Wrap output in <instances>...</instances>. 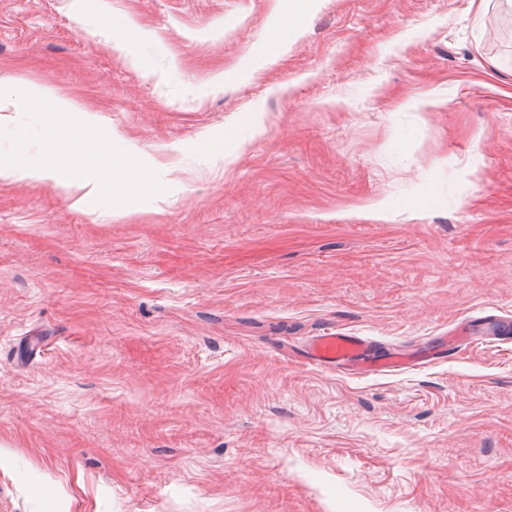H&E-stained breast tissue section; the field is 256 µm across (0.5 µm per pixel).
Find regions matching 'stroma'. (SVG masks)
<instances>
[{
	"label": "stroma",
	"instance_id": "stroma-1",
	"mask_svg": "<svg viewBox=\"0 0 512 512\" xmlns=\"http://www.w3.org/2000/svg\"><path fill=\"white\" fill-rule=\"evenodd\" d=\"M279 13L0 0V77L179 147L117 214L0 180V512H512V326L394 375L302 351L512 319V6L316 0L269 57ZM307 354L315 366L342 373L392 374L407 368L406 361L396 356L372 363L369 343L363 336L336 330L313 337Z\"/></svg>",
	"mask_w": 512,
	"mask_h": 512
}]
</instances>
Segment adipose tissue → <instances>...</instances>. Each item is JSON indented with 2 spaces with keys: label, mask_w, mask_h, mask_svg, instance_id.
Returning <instances> with one entry per match:
<instances>
[{
  "label": "adipose tissue",
  "mask_w": 512,
  "mask_h": 512,
  "mask_svg": "<svg viewBox=\"0 0 512 512\" xmlns=\"http://www.w3.org/2000/svg\"><path fill=\"white\" fill-rule=\"evenodd\" d=\"M22 109L45 116L49 135L40 162L29 159L30 144L24 136L15 137L0 155V179L55 183L76 174L80 187L89 197L119 200L122 187L139 181L147 163L133 150L113 153L105 144L93 119L76 128L67 120L68 104L51 91H35L6 78H0V112Z\"/></svg>",
  "instance_id": "ef3b65f1"
}]
</instances>
